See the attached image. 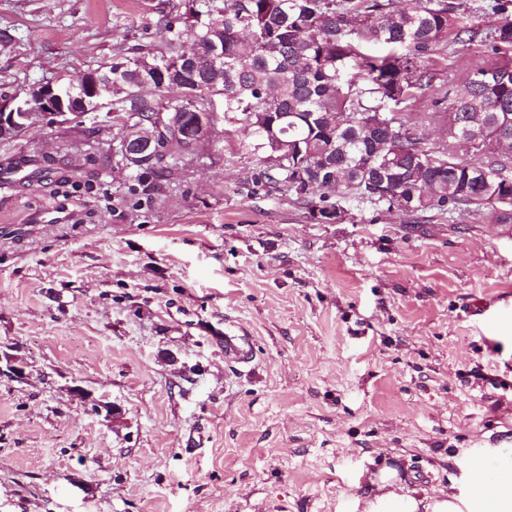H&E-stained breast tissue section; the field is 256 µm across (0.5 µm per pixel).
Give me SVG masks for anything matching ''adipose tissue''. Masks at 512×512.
<instances>
[{"mask_svg": "<svg viewBox=\"0 0 512 512\" xmlns=\"http://www.w3.org/2000/svg\"><path fill=\"white\" fill-rule=\"evenodd\" d=\"M368 482L370 495L351 499L347 512H512V464L492 475L469 464L463 482L433 496L404 487L389 467L370 474Z\"/></svg>", "mask_w": 512, "mask_h": 512, "instance_id": "obj_1", "label": "adipose tissue"}]
</instances>
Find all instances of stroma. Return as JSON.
Here are the masks:
<instances>
[{"label": "stroma", "instance_id": "1", "mask_svg": "<svg viewBox=\"0 0 512 512\" xmlns=\"http://www.w3.org/2000/svg\"><path fill=\"white\" fill-rule=\"evenodd\" d=\"M172 3L0 0V94L160 45ZM104 146L0 145L73 181L0 186V351L27 363L0 374V512H344L384 465L436 494L470 449L512 457V226L318 222L220 126L164 180Z\"/></svg>", "mask_w": 512, "mask_h": 512}]
</instances>
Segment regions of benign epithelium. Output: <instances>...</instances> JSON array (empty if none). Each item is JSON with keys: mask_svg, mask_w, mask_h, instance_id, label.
Segmentation results:
<instances>
[{"mask_svg": "<svg viewBox=\"0 0 512 512\" xmlns=\"http://www.w3.org/2000/svg\"><path fill=\"white\" fill-rule=\"evenodd\" d=\"M107 99H112V82L93 71L83 74L77 83L68 87L55 81L37 84L33 86V96H15L0 103V138L13 137L28 123L40 126L50 121L55 127L64 129L71 126L72 117L96 111ZM154 147L155 139L143 138L133 143L125 142L123 151L128 160L137 162ZM3 360L6 369L0 368V373L5 371L15 378H25L22 359L3 353L0 362Z\"/></svg>", "mask_w": 512, "mask_h": 512, "instance_id": "obj_1", "label": "benign epithelium"}]
</instances>
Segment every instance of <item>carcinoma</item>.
<instances>
[{"instance_id": "carcinoma-1", "label": "carcinoma", "mask_w": 512, "mask_h": 512, "mask_svg": "<svg viewBox=\"0 0 512 512\" xmlns=\"http://www.w3.org/2000/svg\"><path fill=\"white\" fill-rule=\"evenodd\" d=\"M512 0H185L160 50L93 68L112 79V120L160 148L164 179L206 155L176 137L223 97L224 132L245 135L268 184L320 222L360 206L512 224ZM500 16L484 28L486 10ZM462 60L448 86L437 63ZM148 85L153 93L137 88ZM431 98L419 121L411 107ZM446 131L439 143L429 127ZM458 142L471 144L461 156Z\"/></svg>"}]
</instances>
